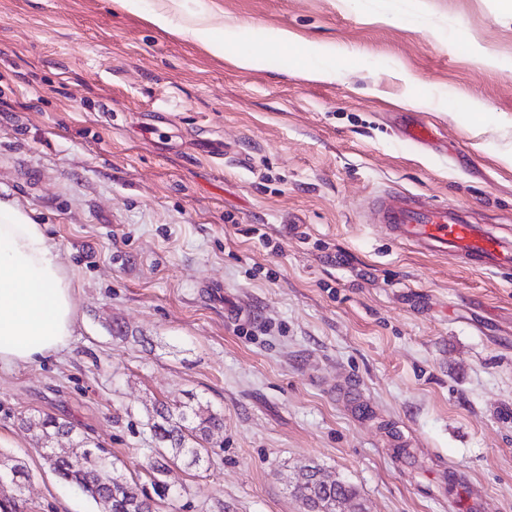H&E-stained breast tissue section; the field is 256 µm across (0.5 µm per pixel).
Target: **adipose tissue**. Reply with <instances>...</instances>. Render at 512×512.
I'll return each mask as SVG.
<instances>
[{"mask_svg": "<svg viewBox=\"0 0 512 512\" xmlns=\"http://www.w3.org/2000/svg\"><path fill=\"white\" fill-rule=\"evenodd\" d=\"M157 28L224 54V40L206 13L174 24L170 12L154 11ZM73 279L43 225L17 203L0 200V367L28 365L66 348L75 333L77 311Z\"/></svg>", "mask_w": 512, "mask_h": 512, "instance_id": "1", "label": "adipose tissue"}]
</instances>
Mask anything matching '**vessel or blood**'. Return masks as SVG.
Instances as JSON below:
<instances>
[{"label":"vessel or blood","mask_w":512,"mask_h":512,"mask_svg":"<svg viewBox=\"0 0 512 512\" xmlns=\"http://www.w3.org/2000/svg\"><path fill=\"white\" fill-rule=\"evenodd\" d=\"M371 214L390 238L432 255H453L476 270L512 273V230L477 223L465 210L388 190L373 199Z\"/></svg>","instance_id":"b4317fda"}]
</instances>
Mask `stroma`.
<instances>
[{
  "mask_svg": "<svg viewBox=\"0 0 512 512\" xmlns=\"http://www.w3.org/2000/svg\"><path fill=\"white\" fill-rule=\"evenodd\" d=\"M167 2L0 0V199L46 225L78 313L67 348L0 368V453L29 472L0 494L17 512H103L45 466L23 417L73 423L127 474L155 446V404L194 396L224 428L208 470L172 466L176 512H302L306 466L364 512H449L452 471L458 501L512 512V279L367 220L399 190L512 225V15L181 0L223 17L216 57L147 22ZM322 46L334 75L301 76ZM250 51L260 68L237 61ZM419 124L429 138L411 142Z\"/></svg>",
  "mask_w": 512,
  "mask_h": 512,
  "instance_id": "1",
  "label": "stroma"
}]
</instances>
